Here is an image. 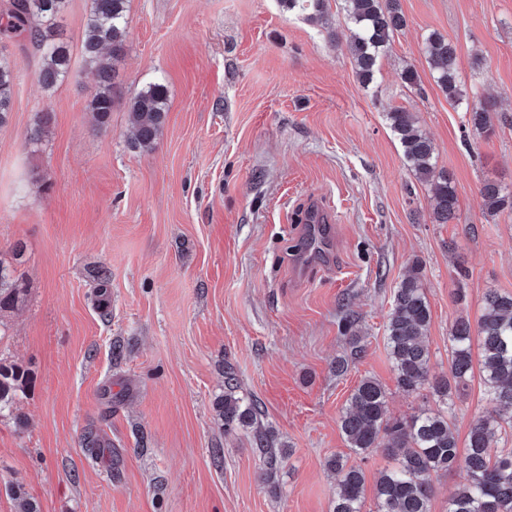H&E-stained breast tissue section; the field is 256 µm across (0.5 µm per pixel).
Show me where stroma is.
<instances>
[{"label":"stroma","mask_w":512,"mask_h":512,"mask_svg":"<svg viewBox=\"0 0 512 512\" xmlns=\"http://www.w3.org/2000/svg\"><path fill=\"white\" fill-rule=\"evenodd\" d=\"M398 3L406 26L367 86L345 47L344 0L318 22L278 0H130L121 96L158 81L169 95L149 152L132 148L125 107L102 127L88 109L89 0L63 14L71 71L53 90L36 80L33 42L0 38L15 73L0 258L24 290L0 314V364L27 374L0 412V512H17L19 491L38 512H330L326 461L350 453L341 417L358 381L385 387L391 416L434 407L398 389L385 325L419 261L440 376L453 320L478 317L488 290L512 293V212L486 217L480 195L489 178L512 187V0ZM434 31L455 44L467 92L493 100L490 136L435 84L423 53ZM408 65L419 88L400 78ZM394 109L414 113L451 173L456 219L433 220L386 119ZM317 205L327 238L306 263L303 217ZM353 333L365 349L337 374ZM228 363L286 454L274 479L250 431L225 432L218 416ZM486 406L473 375L456 401L458 442Z\"/></svg>","instance_id":"1"}]
</instances>
